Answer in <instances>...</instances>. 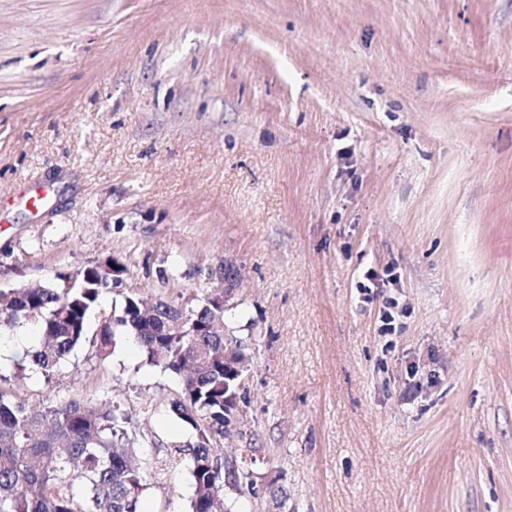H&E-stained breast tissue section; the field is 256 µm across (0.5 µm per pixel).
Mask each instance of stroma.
I'll return each mask as SVG.
<instances>
[{
    "mask_svg": "<svg viewBox=\"0 0 512 512\" xmlns=\"http://www.w3.org/2000/svg\"><path fill=\"white\" fill-rule=\"evenodd\" d=\"M50 199L34 206V187ZM127 268L51 378L119 407L143 512H190L179 382L124 295L222 288L234 512H512V0H0V289Z\"/></svg>",
    "mask_w": 512,
    "mask_h": 512,
    "instance_id": "obj_1",
    "label": "stroma"
}]
</instances>
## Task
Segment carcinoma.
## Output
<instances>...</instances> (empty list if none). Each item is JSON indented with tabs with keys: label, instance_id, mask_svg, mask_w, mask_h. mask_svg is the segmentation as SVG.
<instances>
[{
	"label": "carcinoma",
	"instance_id": "obj_1",
	"mask_svg": "<svg viewBox=\"0 0 512 512\" xmlns=\"http://www.w3.org/2000/svg\"><path fill=\"white\" fill-rule=\"evenodd\" d=\"M63 285L28 283L0 290V331L25 322L40 326L42 341L17 361L44 377L86 338L100 297L112 288V260L61 275ZM156 315L140 316L139 299L127 294L120 314L101 324L97 345L107 356L116 332L131 337L146 363L176 376L180 392L171 411L192 430L189 470L191 512H230L224 487L242 474L216 452L238 424L243 377L224 378V331L206 330L214 318L209 297L157 301ZM185 321L187 335L163 336L169 320ZM126 417L73 397L56 406L32 407L0 389V512H139L149 474L127 448Z\"/></svg>",
	"mask_w": 512,
	"mask_h": 512
}]
</instances>
